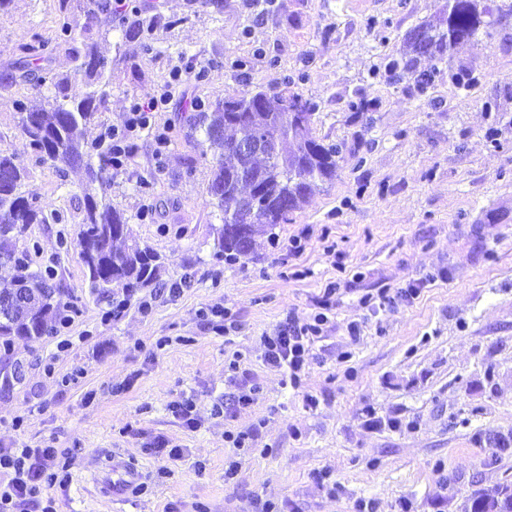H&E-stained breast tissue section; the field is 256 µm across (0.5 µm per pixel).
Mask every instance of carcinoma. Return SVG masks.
I'll use <instances>...</instances> for the list:
<instances>
[{"label":"carcinoma","instance_id":"obj_1","mask_svg":"<svg viewBox=\"0 0 512 512\" xmlns=\"http://www.w3.org/2000/svg\"><path fill=\"white\" fill-rule=\"evenodd\" d=\"M71 0H59L60 36L69 46L75 62L72 71L51 69L48 43H22L19 58L6 73L11 82H28L45 87L50 95L45 106L20 108V130L30 147L53 162L61 173L81 169L84 217L74 247L84 263L92 292L103 297L123 293L131 296L138 288L157 283L164 266L162 257L150 246L131 236L127 218L107 199L112 169V133L103 132L94 144L86 133L96 114L105 108L112 76V58L91 41L90 30L68 21ZM497 14V20L512 18V7L495 10L483 0H448V17L435 24H422L406 35L403 72L422 86L428 75L417 71L413 57L443 59L448 48L469 41L484 24L483 17ZM155 17H144L137 7L123 15L120 24L127 31L151 30ZM255 95L261 107L240 115L224 111L218 102L193 116L203 130L212 154L213 174L208 187L212 205L222 223L211 227L214 257L235 258L252 251L259 236L288 214L304 208L323 185L336 179L343 150L340 143H326L312 133L313 104L300 95L288 98L301 102L306 127L293 126L288 99L277 93L249 92L232 99L241 102ZM254 134L275 136L277 153L260 160L244 161L231 145ZM26 173L16 156L0 151V268L12 271L11 279L0 284V301L24 292L30 302L23 306L0 307V344L8 347L16 336H44L67 321L75 306L64 288L53 282L52 269L34 270L19 242L30 224L48 220L38 198L22 187ZM257 187V207L252 222L238 223L244 194ZM470 512H512V485L483 491L473 499Z\"/></svg>","mask_w":512,"mask_h":512}]
</instances>
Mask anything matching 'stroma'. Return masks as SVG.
<instances>
[{"label":"stroma","instance_id":"35a3bbf8","mask_svg":"<svg viewBox=\"0 0 512 512\" xmlns=\"http://www.w3.org/2000/svg\"><path fill=\"white\" fill-rule=\"evenodd\" d=\"M161 15L151 32L124 36L117 19L89 25L112 57L108 104L88 130L123 126L133 101L164 93L166 106L112 173L110 201L131 233L164 257L158 287L141 288L120 315L92 295L74 239L83 218L81 175L61 177L32 153L19 105H40L31 84L0 82V151L13 153L27 191L57 224L30 225L31 267L54 266L78 314L54 336L15 339L0 352V448L52 446L73 454L59 512H463L475 493L512 484V21L480 28L445 61L420 59L425 88L389 73L406 34L448 13V0H136ZM58 0H12L0 11V79L20 42L58 34ZM206 68L174 85L175 67ZM463 76L456 87L453 79ZM262 89L315 105L314 133L340 142L338 175L253 254L216 260L207 192L211 154L192 125L211 105ZM370 109L355 115L354 103ZM169 146L154 154V133ZM305 248L288 255L290 241ZM328 322L311 345L299 387L262 359L260 338L287 317ZM411 288L394 306L367 294ZM216 307L237 327L215 332ZM358 336H350V324ZM349 352L340 360V352ZM261 387L232 410V354ZM189 400L198 424L176 418ZM258 428L233 452L225 431ZM182 449L173 459L158 445ZM239 468L224 477L230 460ZM137 467L148 490L116 500L113 463ZM328 472L330 480L317 476Z\"/></svg>","mask_w":512,"mask_h":512}]
</instances>
